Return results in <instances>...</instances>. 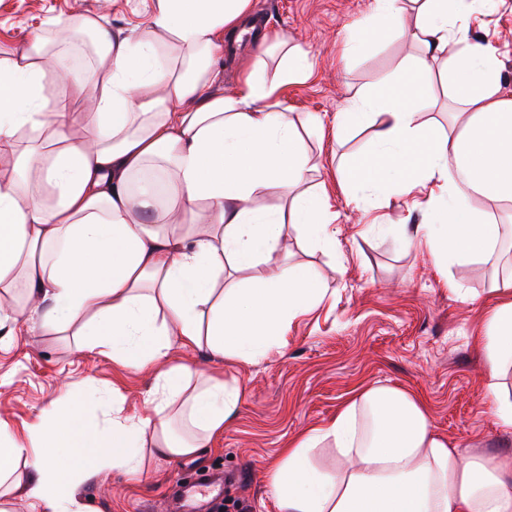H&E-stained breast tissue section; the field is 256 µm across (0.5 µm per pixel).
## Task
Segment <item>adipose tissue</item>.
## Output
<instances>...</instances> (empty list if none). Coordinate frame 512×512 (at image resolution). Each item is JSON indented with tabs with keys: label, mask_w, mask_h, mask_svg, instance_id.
Wrapping results in <instances>:
<instances>
[{
	"label": "adipose tissue",
	"mask_w": 512,
	"mask_h": 512,
	"mask_svg": "<svg viewBox=\"0 0 512 512\" xmlns=\"http://www.w3.org/2000/svg\"><path fill=\"white\" fill-rule=\"evenodd\" d=\"M374 0L370 39L410 34L418 55L338 112L337 127L372 130V148L343 174L355 203L369 194L424 198L433 214L409 241L436 266L490 261L505 225L477 202L512 203V94L494 49L470 36L480 0ZM252 0H153L145 28L126 34L100 14L55 21L50 35L0 45V334L76 328L83 347L126 365L157 368L146 409H113L105 425L81 403L52 405L24 435L0 420V484L27 493L35 512H84L78 486L108 471L139 472L142 450L195 455L233 419L237 384L194 363L168 364L172 345L206 347L253 363L288 346L298 318L328 287L279 254L286 228L332 248L327 192L286 209L255 202L301 183L313 163L277 94L312 67L308 52L278 43L276 79L262 63L236 92L220 91L225 36L239 34ZM93 37L96 56L68 76L54 44ZM444 59L459 106L447 133L420 122L424 82ZM66 78L68 98L48 102ZM87 115L75 131L72 108ZM28 141H21V133ZM252 272L246 288L219 292L225 267ZM495 301L474 338L499 428L512 433V274L494 280ZM322 448L336 464L323 467ZM278 512H512V456L478 454L438 434L425 404L402 388L370 386L336 415L305 429L270 468Z\"/></svg>",
	"instance_id": "ef3b65f1"
}]
</instances>
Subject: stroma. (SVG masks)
<instances>
[{
  "label": "stroma",
  "instance_id": "stroma-1",
  "mask_svg": "<svg viewBox=\"0 0 512 512\" xmlns=\"http://www.w3.org/2000/svg\"><path fill=\"white\" fill-rule=\"evenodd\" d=\"M151 0H0V43L14 45L35 33H49L61 15H104L108 26L141 29ZM373 0H253L250 24L270 36L309 51L308 77L283 86L288 119L298 128L315 160L301 191L325 187L336 214L335 250L311 247L288 234L287 263L313 269L331 294L313 313L294 322L284 352L255 363L228 362L207 350L173 348L171 362L194 360L206 371L236 381L237 414L224 431L195 455L177 460L145 457L143 472H118L81 485L77 495L87 512H173L177 475L223 472L224 493L201 492L198 512H277L267 493L268 469L282 448L308 427L333 416L341 403L366 385L407 389L426 403L435 429L457 446L512 453V434L501 433L485 396L483 359L472 343L487 309L494 276L512 273V243L503 242L497 262L463 260L440 275L428 253L405 246L407 229L430 223L425 204L396 197L371 199L364 210L350 204L339 176L345 163L370 148L369 130L337 136V112L393 75L417 50L409 36L373 43L366 52L342 58L339 45L362 31ZM471 36L488 43L501 62V84L512 93V0H489L471 23ZM261 40H232L220 63L224 87H237L242 68L263 58L275 74L277 56L261 57ZM434 64L426 83L421 119L448 129V99ZM457 288H445L444 279ZM71 334L39 335L19 330L0 343V419L14 433L51 403L81 397L95 386L100 402L92 421L112 414L120 397L132 412L153 385L150 367L124 365L99 350H77Z\"/></svg>",
  "mask_w": 512,
  "mask_h": 512
}]
</instances>
